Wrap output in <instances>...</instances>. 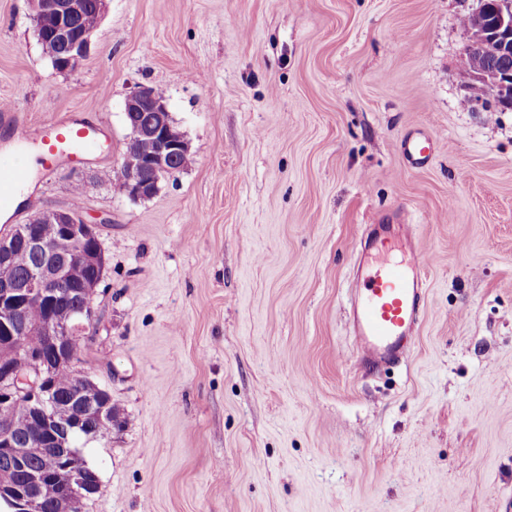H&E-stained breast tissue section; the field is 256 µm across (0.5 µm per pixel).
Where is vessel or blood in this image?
<instances>
[{
    "label": "vessel or blood",
    "mask_w": 512,
    "mask_h": 512,
    "mask_svg": "<svg viewBox=\"0 0 512 512\" xmlns=\"http://www.w3.org/2000/svg\"><path fill=\"white\" fill-rule=\"evenodd\" d=\"M108 144L101 123L65 116L35 129L16 149L0 148V210L14 208L17 197L31 186L34 174L50 175L59 165H84ZM36 151L35 167L19 161L25 150ZM401 150L415 166L427 164L433 153L430 139L410 136ZM393 236L378 232L365 244L380 262L362 261L358 273L362 288L352 307L358 353L369 369L395 364L411 354L414 326L424 295V274L432 257L423 247L405 243L401 258H394Z\"/></svg>",
    "instance_id": "obj_1"
}]
</instances>
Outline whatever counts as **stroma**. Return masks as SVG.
<instances>
[{"label": "stroma", "instance_id": "stroma-1", "mask_svg": "<svg viewBox=\"0 0 512 512\" xmlns=\"http://www.w3.org/2000/svg\"><path fill=\"white\" fill-rule=\"evenodd\" d=\"M476 0H108L77 70L0 0L17 128L80 115L110 152L0 225L78 207L106 269L79 368L121 427L76 442L82 512H512V111L470 101ZM163 90L190 163L114 181L124 102ZM434 143L408 165L400 143ZM434 256L408 363L369 372L347 313L375 216Z\"/></svg>", "mask_w": 512, "mask_h": 512}]
</instances>
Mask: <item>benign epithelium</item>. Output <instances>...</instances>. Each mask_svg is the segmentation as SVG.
I'll use <instances>...</instances> for the list:
<instances>
[{"instance_id": "obj_1", "label": "benign epithelium", "mask_w": 512, "mask_h": 512, "mask_svg": "<svg viewBox=\"0 0 512 512\" xmlns=\"http://www.w3.org/2000/svg\"><path fill=\"white\" fill-rule=\"evenodd\" d=\"M30 17L42 43L57 49L53 61L60 72L76 70L90 53L95 29L82 26L87 11L103 18L107 0H28ZM494 21L489 26L470 28L462 54L473 64L468 75L473 87L489 88L504 109L512 107V72L489 69L482 63L488 42H496L504 51H512V0H495ZM124 116L132 133L123 153L121 166L126 172L121 189L134 199L153 196L160 181L174 173L171 159L189 155V146L174 127L166 98L153 86L137 87L126 99ZM34 224H56L58 235L47 240L34 233ZM99 242L96 226L86 222L72 209H47L38 212L29 224H13L0 234V262L12 264L26 252L41 258L29 268L23 284L0 282V463L23 473L28 492L0 489V497L11 500L20 495L19 509L41 512V490L45 477L63 473L65 478L56 499V512H75L92 487L76 462L78 453L71 448L69 434L81 425L85 415L104 423H117L112 412V398L74 410L72 403L61 402L57 388L49 382L55 366H75L79 361L76 341L81 338L85 322L96 316L91 297L99 280L85 277L93 267L98 275L105 270L101 247L86 248ZM86 289L85 302L78 308L77 320L69 325L58 321L50 311L42 321L30 324L24 310L50 306L71 298L73 288ZM40 336L44 347L52 352L46 357L25 345V337ZM30 358L34 374L13 371L9 360L18 352ZM26 398L33 410L29 425L16 421L14 403Z\"/></svg>"}]
</instances>
